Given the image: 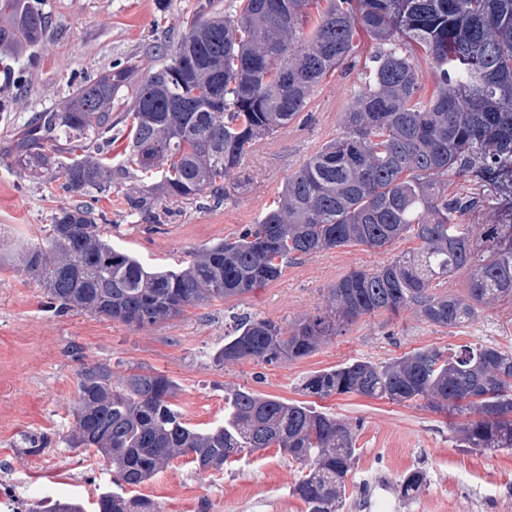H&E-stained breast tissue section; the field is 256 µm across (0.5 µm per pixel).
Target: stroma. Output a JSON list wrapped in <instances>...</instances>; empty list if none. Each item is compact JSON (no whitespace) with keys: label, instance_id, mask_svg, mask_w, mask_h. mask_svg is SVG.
Wrapping results in <instances>:
<instances>
[{"label":"stroma","instance_id":"obj_1","mask_svg":"<svg viewBox=\"0 0 512 512\" xmlns=\"http://www.w3.org/2000/svg\"><path fill=\"white\" fill-rule=\"evenodd\" d=\"M192 3L42 0L52 23L49 44L34 57L18 53L11 76L0 74V148L34 113L56 107L113 63L132 59L147 74L156 49L181 38ZM357 90L356 73L325 79L311 97L307 120L260 141L237 176L238 187L222 203H166L161 224L151 230L127 210L125 193L137 180L115 181L89 202L103 216L115 247L148 267L179 266L192 251L236 239L255 223L288 175L336 134ZM448 192L479 201L462 223H497L499 192L488 182L453 177ZM69 201L61 181H48L14 157H0V496L17 493L19 507L45 496L78 497L86 512H97L99 493L112 485L103 459L68 441L77 376L87 364L110 365L117 377L136 369L167 375L178 385L173 402L184 420L208 428L223 423L224 393L232 386L299 401L306 375L356 360L380 364L417 348L453 353L474 344L512 352V301L504 300L456 328L429 325L411 311L380 314L361 318L297 361L213 362L235 317L249 314L292 327L325 311L329 288L349 271L390 263L418 247L413 238L381 249L352 244L303 258L238 300L190 307L143 329L86 312L57 314L46 291L12 257L44 243L53 213ZM316 407L349 422L356 434L344 512H507L512 505V451L460 447L457 419L417 402L359 396L335 395ZM34 435L44 438L45 447H31ZM410 470L422 471L426 485L405 500L395 486ZM301 475V465L275 448L243 456L220 472H200L181 457L137 493L161 512H303V503L290 494Z\"/></svg>","mask_w":512,"mask_h":512}]
</instances>
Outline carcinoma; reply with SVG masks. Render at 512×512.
Here are the masks:
<instances>
[{
  "instance_id": "carcinoma-1",
  "label": "carcinoma",
  "mask_w": 512,
  "mask_h": 512,
  "mask_svg": "<svg viewBox=\"0 0 512 512\" xmlns=\"http://www.w3.org/2000/svg\"><path fill=\"white\" fill-rule=\"evenodd\" d=\"M50 18L36 0H0V48H41ZM372 41L360 52L359 33ZM364 57L361 87L340 131L288 175L268 210L234 241L197 249L176 269L148 268L112 242L83 203L52 217L46 247L18 254L55 311H88L139 328L185 308L235 300L267 285L284 265L347 246L383 248L413 237L419 247L376 269H355L329 289L324 312L293 327L243 317L224 335L220 364H266L313 354L364 316L416 312L448 328L484 307L512 300V224L469 228L456 218L474 197L448 195V178L498 182L512 174V0H195L179 42L136 86L125 159L112 167L100 141L131 66L84 81L62 107L34 114L13 149L34 167L55 169L73 196L112 186L116 176L157 169L160 180L126 194L130 213L160 223L162 201L225 200L234 171L263 139L286 128L329 75ZM427 69H422V65ZM468 272L462 294L435 283ZM171 378L134 371L116 379L104 364L78 373L73 448H93L112 483L137 488L191 457L221 470L243 453L277 448L308 472L291 488L305 512H343L355 461L351 424L305 401L245 388L224 395V423L195 429L171 399ZM301 392L423 400L464 416L461 447L512 450V353L422 348L384 364L357 360L306 376ZM412 470L396 482L415 497ZM99 512H159L146 498L98 494ZM27 512H84L76 500L39 499Z\"/></svg>"
}]
</instances>
